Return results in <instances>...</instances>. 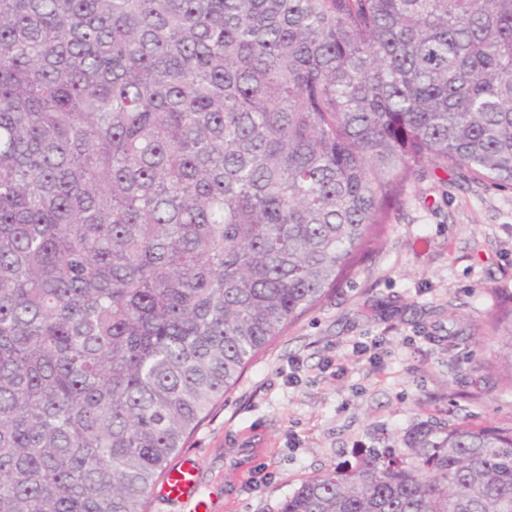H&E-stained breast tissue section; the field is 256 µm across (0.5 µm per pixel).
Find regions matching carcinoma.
Listing matches in <instances>:
<instances>
[{
    "label": "carcinoma",
    "mask_w": 512,
    "mask_h": 512,
    "mask_svg": "<svg viewBox=\"0 0 512 512\" xmlns=\"http://www.w3.org/2000/svg\"><path fill=\"white\" fill-rule=\"evenodd\" d=\"M450 165L512 187V0H0V512H145ZM404 445L280 512H512V423Z\"/></svg>",
    "instance_id": "1"
}]
</instances>
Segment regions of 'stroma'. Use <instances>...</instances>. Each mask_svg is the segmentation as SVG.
Segmentation results:
<instances>
[{"instance_id":"obj_1","label":"stroma","mask_w":512,"mask_h":512,"mask_svg":"<svg viewBox=\"0 0 512 512\" xmlns=\"http://www.w3.org/2000/svg\"><path fill=\"white\" fill-rule=\"evenodd\" d=\"M511 295L512 188L425 172L353 279L262 350L171 461L194 463L208 512H279L420 423H510L512 388L483 364Z\"/></svg>"}]
</instances>
